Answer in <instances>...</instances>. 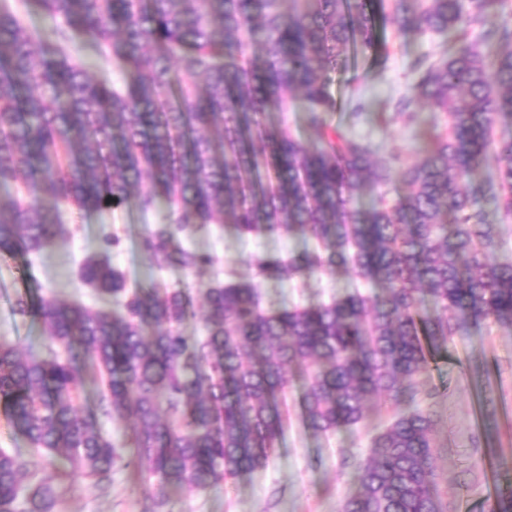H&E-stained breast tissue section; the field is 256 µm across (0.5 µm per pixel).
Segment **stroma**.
<instances>
[{"label": "stroma", "instance_id": "stroma-1", "mask_svg": "<svg viewBox=\"0 0 512 512\" xmlns=\"http://www.w3.org/2000/svg\"><path fill=\"white\" fill-rule=\"evenodd\" d=\"M391 48L385 65H376L370 53L351 57L347 68L331 74L337 109L330 124L369 139L377 158L397 152L409 162L421 149L433 125H444L443 113L423 109L418 121L398 118L380 121L390 99L403 94L412 78L410 66L419 56L436 55L445 37L415 35L393 25L381 29ZM363 97L366 110L359 122L348 115L349 102ZM166 211L141 212L136 204L116 211L77 217L66 212L68 238L37 255H0V340L20 347L40 346L41 324L13 314L17 295L75 301L97 307L91 290L75 276L77 267L100 248L101 232L118 234L120 245L110 261L129 284L157 281L170 288L198 293L214 280L253 284L264 308L309 306L353 290L374 293V286L343 272H315L303 277L267 280L257 276L254 261L265 255H285L303 248L302 239L283 234L239 236L224 224L195 229L186 247L211 253L213 266L185 271L156 270L138 248L140 237L162 223ZM421 408L434 415L437 443L436 483L447 512H489L498 484L512 473V332L487 325L481 336H456L447 354L419 379ZM394 404L374 408L350 431L318 435L305 427L298 413H290L276 452L265 468L205 491L169 490L157 512H340L347 496L356 493L357 465L368 456L372 437L390 422ZM0 448L19 449L36 482L51 486L57 496L54 512H144L156 494L145 469L116 467L108 492L72 474L53 458L32 453L28 444L0 414Z\"/></svg>", "mask_w": 512, "mask_h": 512}]
</instances>
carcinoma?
Returning a JSON list of instances; mask_svg holds the SVG:
<instances>
[{
    "mask_svg": "<svg viewBox=\"0 0 512 512\" xmlns=\"http://www.w3.org/2000/svg\"><path fill=\"white\" fill-rule=\"evenodd\" d=\"M499 0H390L400 31L454 35L447 58L411 64L405 94L388 102L411 120L421 106L448 114L422 159H374L372 144L330 125L329 73L351 49L390 52L365 0H21L0 5V253L38 254L64 239L62 212L102 213L135 201L167 205L140 241L151 266L199 270L209 253L185 247L192 224L239 235L282 232L316 247L255 263L262 279L353 272L382 294L266 310L249 284L214 281L194 297L157 284L130 289L103 252L80 280L123 312L25 295L14 312L43 326L47 351L0 342V411L33 449L64 459L100 486L120 464L146 467L159 494L204 491L266 465L293 400L316 434L349 429L369 404H403L357 469L342 512H442L431 415L418 378L457 335L489 323L512 330V257L497 255L500 225L477 206L472 179L496 166L501 219H512V29ZM55 20L30 29L21 11ZM508 47L485 53L469 41ZM93 43L119 78L93 81L72 54ZM300 100L313 140L271 112ZM406 193H374L394 180ZM373 193L358 206L354 193ZM96 410L79 406L86 372ZM132 420L125 457L100 417ZM19 454L0 450V512H52L54 493L26 484ZM25 504L22 510L18 503ZM491 512H512V482Z\"/></svg>",
    "mask_w": 512,
    "mask_h": 512,
    "instance_id": "obj_1",
    "label": "carcinoma"
}]
</instances>
